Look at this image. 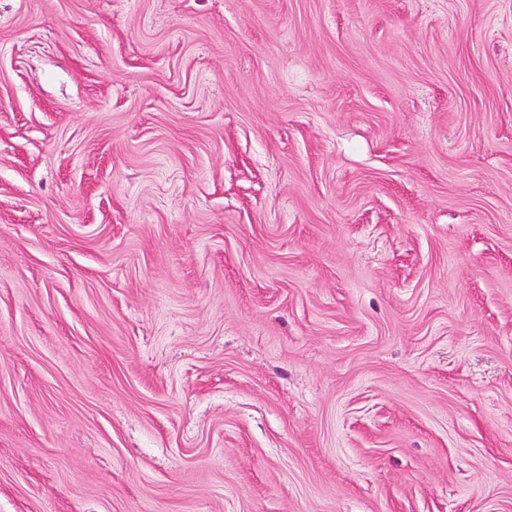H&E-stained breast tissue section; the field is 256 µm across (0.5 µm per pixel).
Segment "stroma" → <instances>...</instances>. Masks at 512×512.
I'll return each instance as SVG.
<instances>
[{"label":"stroma","instance_id":"35a3bbf8","mask_svg":"<svg viewBox=\"0 0 512 512\" xmlns=\"http://www.w3.org/2000/svg\"><path fill=\"white\" fill-rule=\"evenodd\" d=\"M0 512H512V0H0Z\"/></svg>","mask_w":512,"mask_h":512}]
</instances>
